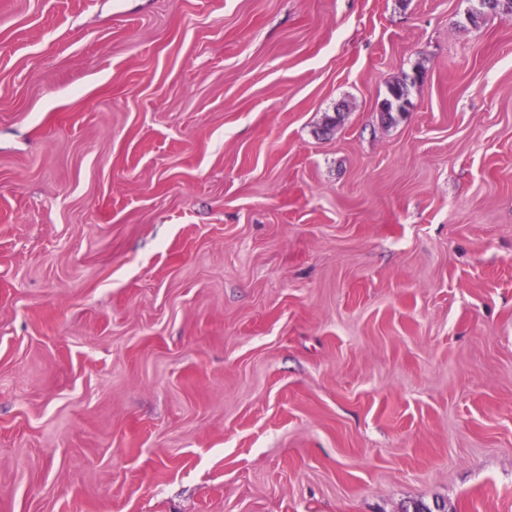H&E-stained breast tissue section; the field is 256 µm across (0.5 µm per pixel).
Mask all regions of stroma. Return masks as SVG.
Masks as SVG:
<instances>
[{
    "instance_id": "obj_1",
    "label": "stroma",
    "mask_w": 512,
    "mask_h": 512,
    "mask_svg": "<svg viewBox=\"0 0 512 512\" xmlns=\"http://www.w3.org/2000/svg\"><path fill=\"white\" fill-rule=\"evenodd\" d=\"M471 5L0 0V512H512ZM409 77L407 75L400 80L394 81L389 85V95L388 97L381 103V107H383L384 112H381V116L383 119H392L393 112H405L406 107L410 104L408 99V81ZM399 110L396 109L397 106Z\"/></svg>"
}]
</instances>
